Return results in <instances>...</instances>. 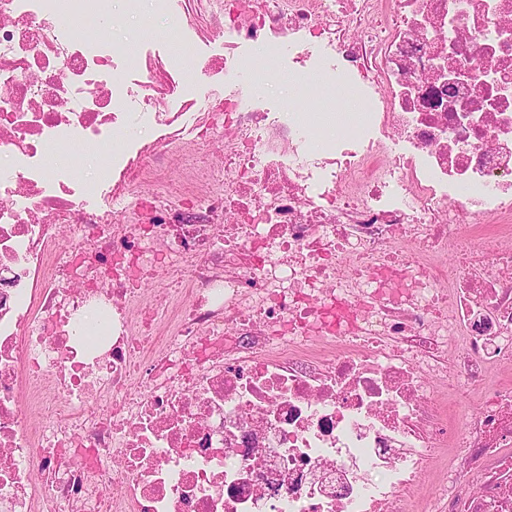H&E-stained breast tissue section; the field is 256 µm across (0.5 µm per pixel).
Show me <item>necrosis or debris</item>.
Segmentation results:
<instances>
[{"label": "necrosis or debris", "mask_w": 512, "mask_h": 512, "mask_svg": "<svg viewBox=\"0 0 512 512\" xmlns=\"http://www.w3.org/2000/svg\"><path fill=\"white\" fill-rule=\"evenodd\" d=\"M154 2L213 54L133 78L112 0H0V512H410L443 445L429 512H512V0ZM245 42L356 127L313 154ZM248 84L254 95L262 101L264 105L271 109L290 108L296 112H305L309 116H316L318 112H356V102L359 96H354L347 105H341L338 102L335 106L326 104L319 93L325 88L326 79L321 75L318 67H314L310 73L309 89L306 97H296L293 91L291 79L288 75H282L278 81L261 79L255 72L244 70L241 77ZM107 152L105 144L81 145L69 151H65L67 156L60 161L61 164L78 165L88 174L95 173L100 161Z\"/></svg>", "instance_id": "obj_1"}]
</instances>
